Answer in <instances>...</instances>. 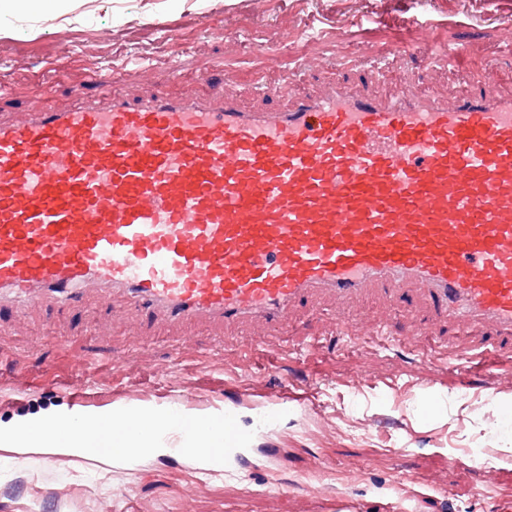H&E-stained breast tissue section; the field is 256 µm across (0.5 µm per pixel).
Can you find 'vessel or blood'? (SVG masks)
Returning a JSON list of instances; mask_svg holds the SVG:
<instances>
[{"mask_svg":"<svg viewBox=\"0 0 512 512\" xmlns=\"http://www.w3.org/2000/svg\"><path fill=\"white\" fill-rule=\"evenodd\" d=\"M76 100L0 116V308L92 289L148 324L282 327L376 294L512 350V95Z\"/></svg>","mask_w":512,"mask_h":512,"instance_id":"obj_1","label":"vessel or blood"}]
</instances>
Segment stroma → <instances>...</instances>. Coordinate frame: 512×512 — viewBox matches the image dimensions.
Listing matches in <instances>:
<instances>
[{
	"mask_svg": "<svg viewBox=\"0 0 512 512\" xmlns=\"http://www.w3.org/2000/svg\"><path fill=\"white\" fill-rule=\"evenodd\" d=\"M444 26L414 47L396 45L384 14L417 12L414 0H66L61 13L0 17V113L70 107L92 73L128 57L109 93L191 97L202 89L245 110L283 108L275 87L312 96L335 79L385 97L412 85L455 98L479 89L487 63L499 93L512 94V56L500 53L503 0H433ZM355 30L327 43L297 37L305 23ZM463 44L467 75L440 61ZM183 63L172 78L169 62ZM257 322L236 331L158 323L134 309L92 301L53 310L0 311V426L71 409L161 405L224 408L225 383L242 392L239 412L256 425L245 479L224 477L178 454L131 463L0 447V512H380L412 498L415 512H512V360L461 375L458 356L488 349L494 332L456 334L438 321L417 328L371 295L336 323L333 302L307 305L285 328L288 352L261 339ZM317 380L315 403L257 426L266 394L283 377ZM440 409H421L431 397Z\"/></svg>",
	"mask_w": 512,
	"mask_h": 512,
	"instance_id": "obj_1",
	"label": "stroma"
}]
</instances>
